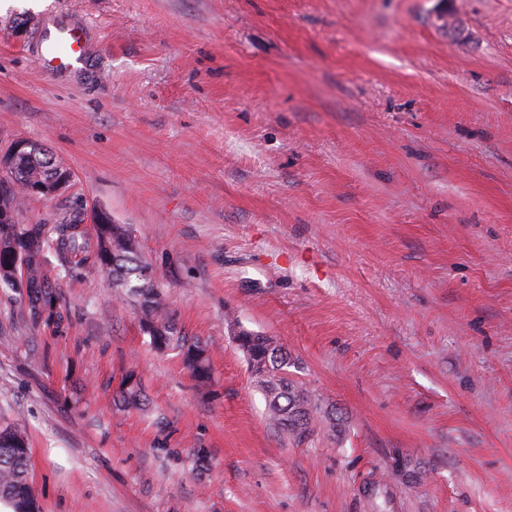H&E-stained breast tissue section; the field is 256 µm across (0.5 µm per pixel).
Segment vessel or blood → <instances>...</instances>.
<instances>
[{"label":"vessel or blood","mask_w":512,"mask_h":512,"mask_svg":"<svg viewBox=\"0 0 512 512\" xmlns=\"http://www.w3.org/2000/svg\"><path fill=\"white\" fill-rule=\"evenodd\" d=\"M88 40L89 29L82 21L72 19L47 23L40 32L36 64L40 70L54 77L80 70L86 63Z\"/></svg>","instance_id":"b4317fda"}]
</instances>
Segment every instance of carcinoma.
<instances>
[{
    "label": "carcinoma",
    "mask_w": 512,
    "mask_h": 512,
    "mask_svg": "<svg viewBox=\"0 0 512 512\" xmlns=\"http://www.w3.org/2000/svg\"><path fill=\"white\" fill-rule=\"evenodd\" d=\"M64 173L50 148L40 143L19 150L0 172V211L7 215L0 220V293L20 302L33 325L56 330L63 322L59 282L91 264L112 279L119 299L137 304L149 344L159 351L178 352L194 378L208 382L211 367L206 347L177 332L155 277L125 226L98 224L90 235L81 228L79 213L53 224L19 222L24 199L30 196L28 187L55 181ZM16 274L25 280L24 294L16 287ZM239 347L247 360L267 368L268 377L258 384L271 424L297 441L307 439L319 411L308 393L288 378L287 352L273 337L244 329L239 331ZM117 400L126 410L144 405L140 387L128 380L117 391ZM29 453L24 427L0 426V501L9 503L13 512H23L32 492Z\"/></svg>",
    "instance_id": "cac0c4a2"
}]
</instances>
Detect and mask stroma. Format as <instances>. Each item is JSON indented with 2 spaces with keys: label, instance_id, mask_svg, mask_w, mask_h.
Here are the masks:
<instances>
[{
  "label": "stroma",
  "instance_id": "35a3bbf8",
  "mask_svg": "<svg viewBox=\"0 0 512 512\" xmlns=\"http://www.w3.org/2000/svg\"><path fill=\"white\" fill-rule=\"evenodd\" d=\"M85 19L61 78L29 54ZM71 174L20 218L130 229L199 384L97 269L60 332L0 294V423L41 512H512V0H11L0 152ZM326 414L274 429L235 335ZM142 411L113 402L128 371Z\"/></svg>",
  "mask_w": 512,
  "mask_h": 512
}]
</instances>
